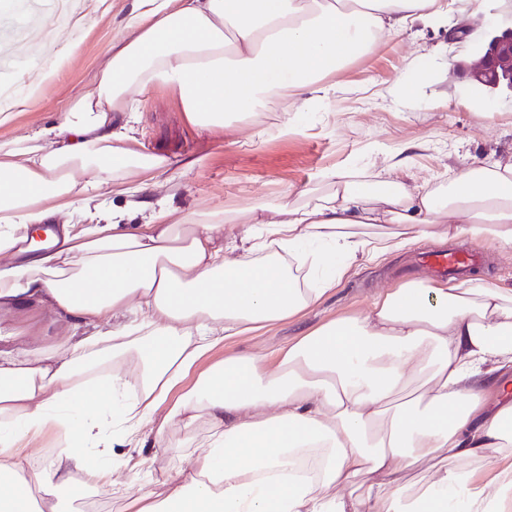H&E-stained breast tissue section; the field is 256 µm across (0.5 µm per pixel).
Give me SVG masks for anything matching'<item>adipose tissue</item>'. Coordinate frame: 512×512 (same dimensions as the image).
<instances>
[{
  "label": "adipose tissue",
  "mask_w": 512,
  "mask_h": 512,
  "mask_svg": "<svg viewBox=\"0 0 512 512\" xmlns=\"http://www.w3.org/2000/svg\"><path fill=\"white\" fill-rule=\"evenodd\" d=\"M445 16L442 0H132L94 94L0 144V310L37 303L69 324L48 349L0 325V512H34L36 491L44 512H67L80 472L125 512H512L511 288L405 283L276 359L226 352L166 404L214 348L299 316L360 259L421 237L512 248V157L434 187L398 176L369 191L328 170L329 193L282 198L286 220L241 226L221 211L172 218L160 198L131 228L88 197L109 184L139 206L172 168L132 134L154 87L177 94L189 125L220 132L288 99L329 100V74ZM297 123L284 106L279 133ZM104 344L112 374L87 382ZM106 408L113 445L87 451ZM175 416L212 433L192 448L167 439ZM48 426L71 444L27 473L16 449ZM149 443L195 459L161 497L106 463L113 446Z\"/></svg>",
  "instance_id": "adipose-tissue-1"
}]
</instances>
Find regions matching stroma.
I'll use <instances>...</instances> for the list:
<instances>
[{
  "label": "stroma",
  "mask_w": 512,
  "mask_h": 512,
  "mask_svg": "<svg viewBox=\"0 0 512 512\" xmlns=\"http://www.w3.org/2000/svg\"><path fill=\"white\" fill-rule=\"evenodd\" d=\"M448 23L413 28L403 35H385L374 51L331 75L334 97L301 112L296 132L282 136L273 113L251 116L250 126L224 136L190 127L173 93L153 89L133 129L144 152L170 158L192 156L193 168L174 167L170 185L162 188L174 214L197 210L238 211L256 200L267 204V219H280L277 208L284 193L305 200L326 192L325 170L350 166L387 172L395 155L417 143L410 174L416 183L434 180L475 162L492 163L512 156V92H478L462 74L461 64L475 46L497 28L512 27V11L497 0H447ZM89 10L78 29L54 33L59 58L54 73L40 89L17 100L12 118L0 124V142L21 140L55 122L67 99L95 90L94 76L107 59V49L120 37L128 0H88ZM20 40L12 11L0 8V53L12 54V81L27 86L35 64L16 54ZM447 109H440V102ZM265 128L262 137L252 127ZM429 238L386 260H361L335 289L299 317L260 334L233 339L239 352L264 350L275 356L284 344L341 316L368 312L385 288L421 280L411 271L414 252L435 248ZM138 483L166 494L175 472L190 471L191 459L162 451H145Z\"/></svg>",
  "instance_id": "stroma-1"
}]
</instances>
